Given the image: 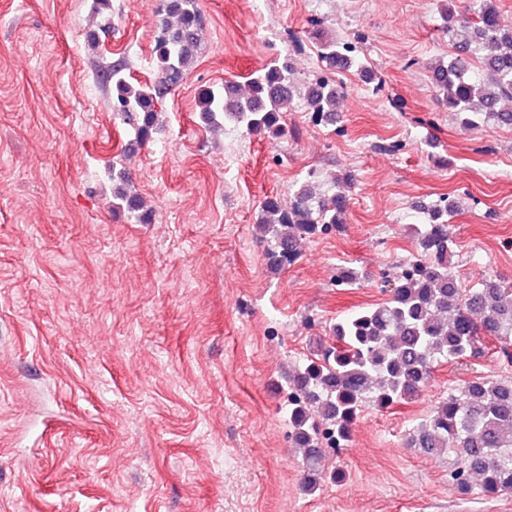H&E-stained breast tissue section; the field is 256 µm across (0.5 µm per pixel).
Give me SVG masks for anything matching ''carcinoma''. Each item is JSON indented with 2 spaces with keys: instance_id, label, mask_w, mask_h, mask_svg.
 Returning <instances> with one entry per match:
<instances>
[{
  "instance_id": "1",
  "label": "carcinoma",
  "mask_w": 512,
  "mask_h": 512,
  "mask_svg": "<svg viewBox=\"0 0 512 512\" xmlns=\"http://www.w3.org/2000/svg\"><path fill=\"white\" fill-rule=\"evenodd\" d=\"M443 29L458 53L438 64L432 78L442 105L465 129L493 123L512 127V28L499 20L495 0H448ZM161 15L153 53L159 81L132 83L120 66L103 70L112 90V111L147 140L158 121L164 91L182 81L198 53L203 21L196 0H160ZM311 38L324 63L311 82L300 84L287 61L272 62L246 77L248 94L233 107L226 83L203 91L201 121L211 129L231 119L248 134L272 140L288 136L285 120L295 97L303 99L318 123L336 113L341 98L336 66L350 60L353 46L327 37L323 22L312 21ZM355 178L337 180L339 191L327 196L306 180L283 208L275 197L260 207L256 225L269 239V269L293 262L306 238L336 231L345 224ZM112 208L136 221L149 212L127 170L118 173ZM455 203L441 200L414 227L416 254L386 280L389 298L336 319L334 344L304 359L288 373V439L301 457L304 491H316L324 473V448H344L361 413L388 409L418 398L442 360L479 358L482 340L493 337L498 353L512 361V286L488 279L477 288L463 287L451 268ZM413 442L430 452L454 455L448 481L463 496L487 499L512 492V377L477 376L438 401L421 420Z\"/></svg>"
}]
</instances>
